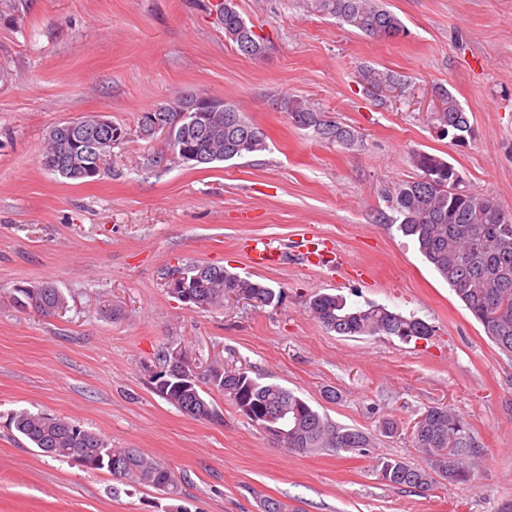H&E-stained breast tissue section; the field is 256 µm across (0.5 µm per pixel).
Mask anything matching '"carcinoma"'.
<instances>
[{"instance_id": "1", "label": "carcinoma", "mask_w": 512, "mask_h": 512, "mask_svg": "<svg viewBox=\"0 0 512 512\" xmlns=\"http://www.w3.org/2000/svg\"><path fill=\"white\" fill-rule=\"evenodd\" d=\"M310 7L336 18L369 37L395 39L405 33L400 19L380 0H309ZM224 35L248 57H261L266 41L237 9L236 0H224L220 10ZM367 89L394 88L398 78L388 70L366 67L359 72ZM438 106L431 123L440 136L462 141L470 132L467 113L446 89L438 91ZM274 106L300 128L308 127L325 140L355 148L358 133L351 127L324 118V113L304 101L281 97ZM266 149V134L231 102L213 112L202 113L200 126L181 133V140L168 145L175 160L189 154L205 158V164L242 158ZM74 146L46 138L40 163L48 171L73 181H84L83 166ZM418 170L415 178L400 183L392 195L397 229L409 239L440 278L455 291L470 314L484 327L502 353L512 357V213L489 196L464 185L453 164L425 151L412 154ZM199 285V309H220L224 300L243 292L260 305L279 298L269 286L219 266ZM14 306L52 316L67 307L64 293L44 282L17 293ZM313 317L327 330L341 336H396L404 341L431 335L432 327L413 315H403L383 305L355 307L334 294H317L309 300ZM206 384L224 394L248 420L263 426L260 415L273 406L287 409L282 427L288 437L281 445L298 452L328 449L361 453L373 447V436L359 428L333 422L313 405L285 387L262 383L243 369L227 370L219 364L209 369ZM155 392L181 412L200 419L218 420L221 415L205 398L196 377L187 372L167 376L166 387ZM15 430L42 453L70 459L91 449L109 452L124 460V469L112 476L128 483L179 495L178 480L164 463L136 448H113L98 434L65 418L22 410L11 417ZM410 442L422 463L412 465L397 458H380L375 466L379 479L393 487L409 488L422 478L430 485L462 488L468 485L483 456V449L469 424L444 405L428 407L416 418ZM454 448L455 464L448 469L446 449Z\"/></svg>"}]
</instances>
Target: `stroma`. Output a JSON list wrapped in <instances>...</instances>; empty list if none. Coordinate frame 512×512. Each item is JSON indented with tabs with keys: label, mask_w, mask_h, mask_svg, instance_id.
Masks as SVG:
<instances>
[{
	"label": "stroma",
	"mask_w": 512,
	"mask_h": 512,
	"mask_svg": "<svg viewBox=\"0 0 512 512\" xmlns=\"http://www.w3.org/2000/svg\"><path fill=\"white\" fill-rule=\"evenodd\" d=\"M217 0H0V512H499L512 501V358L398 231L388 201L415 178L410 154L452 163L474 191L512 210V0H385L406 32L380 40L308 9L305 0H237L267 38L248 58L224 37ZM388 69L373 93L358 72ZM446 88L472 134L458 144L430 123ZM193 89L236 104L266 150L192 167L155 163L161 140L135 136L140 112ZM306 101L354 128L348 150L290 122L274 99ZM104 113L130 136L99 179L76 184L39 163L50 127ZM340 249L330 271L295 254L298 235ZM280 247L254 267L252 242ZM211 263L280 292L261 306L202 310L173 297L168 273ZM53 282L68 308L16 310L19 285ZM320 293L415 315L433 336H340L311 315ZM185 351L290 389L332 421L375 437L366 454L294 452L216 391L222 421L160 397L149 370ZM335 390L328 400L326 390ZM444 404L468 421L484 457L470 488L390 487L379 458L419 463L407 426ZM61 416L175 473L170 498L107 471L44 456L9 419ZM398 421L379 431L381 418Z\"/></svg>",
	"instance_id": "1"
}]
</instances>
